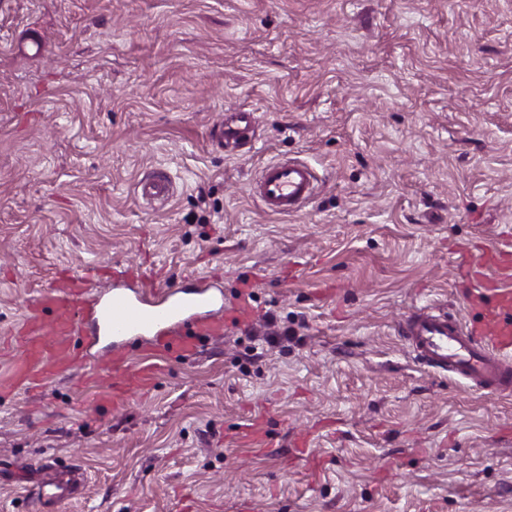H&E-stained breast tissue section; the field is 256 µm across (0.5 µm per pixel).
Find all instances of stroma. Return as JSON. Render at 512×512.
I'll return each mask as SVG.
<instances>
[{
    "instance_id": "35a3bbf8",
    "label": "stroma",
    "mask_w": 512,
    "mask_h": 512,
    "mask_svg": "<svg viewBox=\"0 0 512 512\" xmlns=\"http://www.w3.org/2000/svg\"><path fill=\"white\" fill-rule=\"evenodd\" d=\"M228 112L256 119L233 156ZM281 158L318 176L288 216L248 191ZM507 225L512 0H0V336L58 271L115 262L228 301L255 279L258 313L118 411L71 377L1 397L0 512H32L39 460L85 475L62 512H512V396L398 334L426 304L466 319L454 251ZM257 421L272 447L233 441ZM141 195L148 198H163L169 195V181L161 172H153L139 184Z\"/></svg>"
}]
</instances>
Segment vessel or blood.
<instances>
[{"label": "vessel or blood", "instance_id": "vessel-or-blood-1", "mask_svg": "<svg viewBox=\"0 0 512 512\" xmlns=\"http://www.w3.org/2000/svg\"><path fill=\"white\" fill-rule=\"evenodd\" d=\"M253 122L251 113L226 118L214 137L216 146L235 147ZM317 177L310 166L295 160L268 163L254 179L251 192L272 213L288 215L316 193ZM144 198L169 194V181L155 172L140 183ZM457 270L471 284L470 316L457 326L445 311L431 305L407 317L400 333L428 367L453 371L476 386L501 395L512 393V233L503 232L479 255L459 252ZM253 309L247 296L224 300L219 277L189 274L166 282L141 269L120 264L82 274H61L28 304L19 326L5 345L18 360L0 378V396L47 388L67 374L74 362L86 371L80 384L95 379L105 385L91 409L127 405V391L148 393L178 358L199 355L205 342L223 336L225 328L247 327ZM141 344L137 373L125 377L131 353L126 345ZM80 486L78 473L61 471L46 477L42 499L63 501Z\"/></svg>", "mask_w": 512, "mask_h": 512}]
</instances>
